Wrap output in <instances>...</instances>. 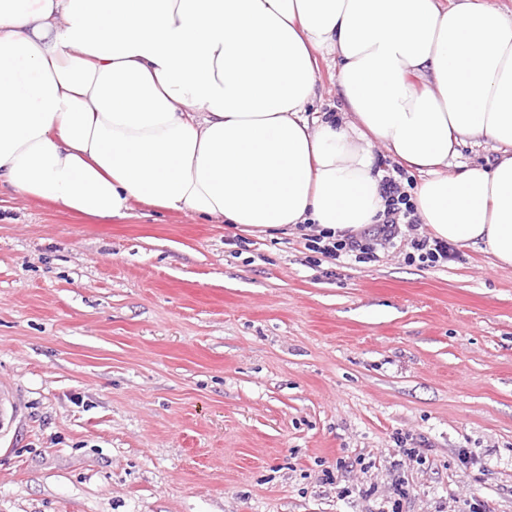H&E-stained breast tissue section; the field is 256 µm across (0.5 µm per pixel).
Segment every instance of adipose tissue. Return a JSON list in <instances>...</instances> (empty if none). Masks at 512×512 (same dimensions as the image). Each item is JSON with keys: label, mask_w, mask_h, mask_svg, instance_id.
<instances>
[{"label": "adipose tissue", "mask_w": 512, "mask_h": 512, "mask_svg": "<svg viewBox=\"0 0 512 512\" xmlns=\"http://www.w3.org/2000/svg\"><path fill=\"white\" fill-rule=\"evenodd\" d=\"M340 118H308L321 54ZM381 142L417 212L512 266V18L484 0H0V185L250 228L382 221ZM492 163L442 170L461 146Z\"/></svg>", "instance_id": "obj_1"}]
</instances>
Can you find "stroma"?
I'll use <instances>...</instances> for the list:
<instances>
[{
	"instance_id": "35a3bbf8",
	"label": "stroma",
	"mask_w": 512,
	"mask_h": 512,
	"mask_svg": "<svg viewBox=\"0 0 512 512\" xmlns=\"http://www.w3.org/2000/svg\"><path fill=\"white\" fill-rule=\"evenodd\" d=\"M427 231L316 263L295 226L1 190L0 512H512V267L407 264Z\"/></svg>"
}]
</instances>
